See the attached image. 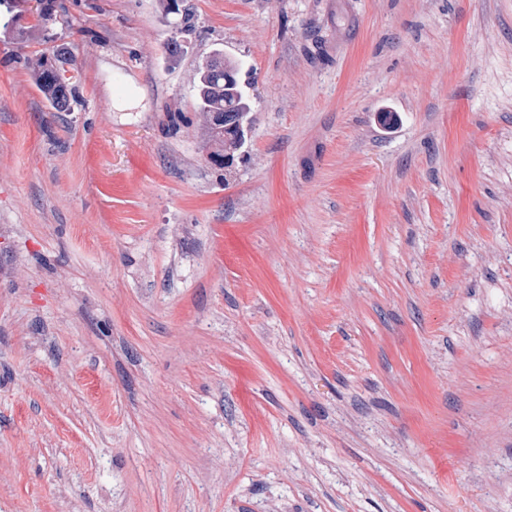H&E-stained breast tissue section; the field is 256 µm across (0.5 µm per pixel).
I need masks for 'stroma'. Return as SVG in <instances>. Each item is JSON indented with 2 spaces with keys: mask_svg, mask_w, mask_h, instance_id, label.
Masks as SVG:
<instances>
[{
  "mask_svg": "<svg viewBox=\"0 0 512 512\" xmlns=\"http://www.w3.org/2000/svg\"><path fill=\"white\" fill-rule=\"evenodd\" d=\"M54 4L0 0V512H512V0ZM71 62V53L58 49L51 53L43 52L35 60L39 83L44 86H59L64 89H71L66 82L63 73L66 72L65 65ZM220 58L223 72H214V61ZM240 65L237 60L216 53L199 67L196 84V104L199 114L210 130L209 145L211 156L233 160L246 141V135L238 134V130L224 133L223 127L216 121L217 114H224L228 122H235L244 128L250 112L246 92L237 80ZM220 122L223 124V115Z\"/></svg>",
  "mask_w": 512,
  "mask_h": 512,
  "instance_id": "35a3bbf8",
  "label": "stroma"
}]
</instances>
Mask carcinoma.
<instances>
[{
    "label": "carcinoma",
    "instance_id": "cac0c4a2",
    "mask_svg": "<svg viewBox=\"0 0 512 512\" xmlns=\"http://www.w3.org/2000/svg\"><path fill=\"white\" fill-rule=\"evenodd\" d=\"M71 62V53L58 49L43 52L35 60L39 83L44 86L70 88L63 73ZM240 65L237 60L221 53L206 60L199 67L196 84V104L199 114L210 130L211 156L234 159L246 141V136L236 131L224 132L216 122L219 114L227 121L246 126L250 112L246 92L237 80Z\"/></svg>",
    "mask_w": 512,
    "mask_h": 512
}]
</instances>
